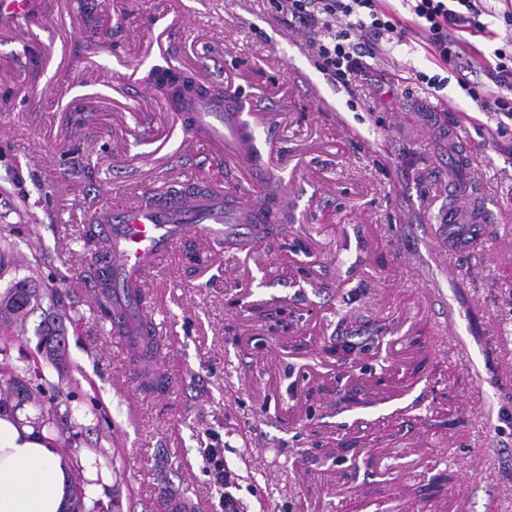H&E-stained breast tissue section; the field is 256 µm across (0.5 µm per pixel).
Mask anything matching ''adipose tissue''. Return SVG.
Segmentation results:
<instances>
[{"mask_svg": "<svg viewBox=\"0 0 512 512\" xmlns=\"http://www.w3.org/2000/svg\"><path fill=\"white\" fill-rule=\"evenodd\" d=\"M68 461L25 409L0 415V512H69Z\"/></svg>", "mask_w": 512, "mask_h": 512, "instance_id": "adipose-tissue-1", "label": "adipose tissue"}]
</instances>
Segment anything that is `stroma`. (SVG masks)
Segmentation results:
<instances>
[{
    "label": "stroma",
    "instance_id": "35a3bbf8",
    "mask_svg": "<svg viewBox=\"0 0 512 512\" xmlns=\"http://www.w3.org/2000/svg\"><path fill=\"white\" fill-rule=\"evenodd\" d=\"M380 84H333L273 0H32L0 17V295L58 289L66 359L41 311L0 323V386H42L53 440L108 481L81 512H512V129L423 51L388 46ZM223 87L254 120L288 219L253 251L185 235L149 276L172 380L149 392L95 298L96 207L222 170L191 141L156 69ZM487 221L453 246L449 186ZM352 345L342 355L343 345ZM218 446L230 490L207 472ZM48 316L49 318H47V320L45 319L44 327L40 334V336H42L41 344L43 348L54 357V360L58 361L65 351L62 345L64 334L63 321L57 316Z\"/></svg>",
    "mask_w": 512,
    "mask_h": 512
}]
</instances>
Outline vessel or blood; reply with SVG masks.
Instances as JSON below:
<instances>
[{
  "mask_svg": "<svg viewBox=\"0 0 512 512\" xmlns=\"http://www.w3.org/2000/svg\"><path fill=\"white\" fill-rule=\"evenodd\" d=\"M184 122L201 129L203 139L221 159L240 165L255 162L249 123L239 111L225 109L220 97L194 99L183 113ZM263 210L254 200H231L224 181L213 178L179 190H163L151 199L125 208L102 207L90 217L101 240L108 246L106 267L109 287L118 292L112 329L115 341L127 345L126 322H134L142 334L159 336L160 330L146 309L145 281L190 230L212 241L235 239L242 224H261Z\"/></svg>",
  "mask_w": 512,
  "mask_h": 512,
  "instance_id": "1",
  "label": "vessel or blood"
}]
</instances>
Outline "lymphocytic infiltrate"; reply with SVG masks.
<instances>
[{
    "label": "lymphocytic infiltrate",
    "mask_w": 512,
    "mask_h": 512,
    "mask_svg": "<svg viewBox=\"0 0 512 512\" xmlns=\"http://www.w3.org/2000/svg\"><path fill=\"white\" fill-rule=\"evenodd\" d=\"M401 21L382 0H279L292 21L311 29L320 70L342 85L369 75L379 40L419 42L437 67L454 73L480 111L512 119V0H406ZM496 44L479 59L471 37Z\"/></svg>",
    "instance_id": "f902f5d3"
}]
</instances>
